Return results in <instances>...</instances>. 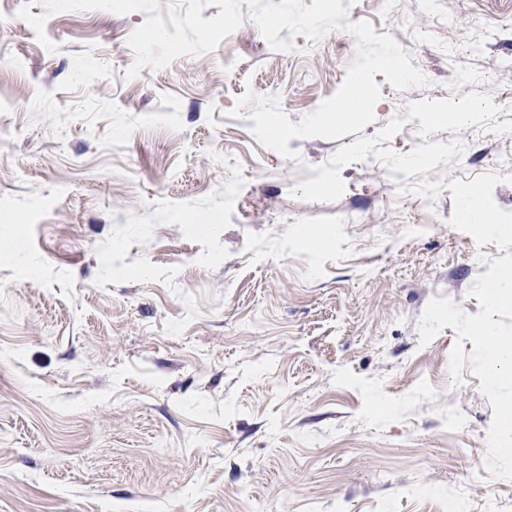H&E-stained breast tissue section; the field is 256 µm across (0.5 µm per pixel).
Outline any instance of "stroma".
I'll list each match as a JSON object with an SVG mask.
<instances>
[{
	"label": "stroma",
	"mask_w": 512,
	"mask_h": 512,
	"mask_svg": "<svg viewBox=\"0 0 512 512\" xmlns=\"http://www.w3.org/2000/svg\"><path fill=\"white\" fill-rule=\"evenodd\" d=\"M0 0V512H512V229L486 268L461 193L512 211V0H355L424 72L363 131L292 122L358 55L344 28L274 50L251 19L127 77L142 12L63 11L40 44ZM473 102L463 124L437 105ZM327 233L316 245L304 229Z\"/></svg>",
	"instance_id": "obj_1"
}]
</instances>
